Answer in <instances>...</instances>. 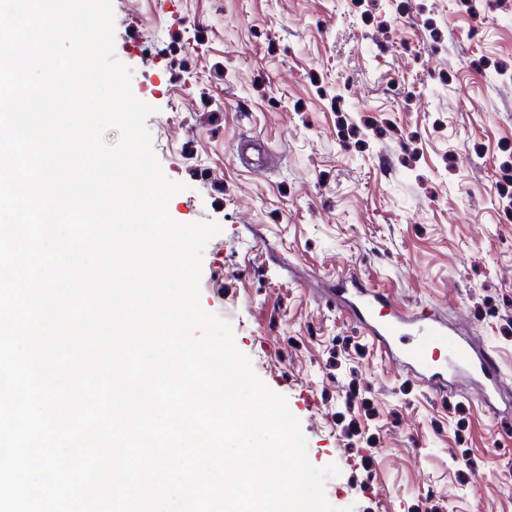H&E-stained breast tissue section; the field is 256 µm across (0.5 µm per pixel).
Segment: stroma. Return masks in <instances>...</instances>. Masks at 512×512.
<instances>
[{
  "label": "stroma",
  "mask_w": 512,
  "mask_h": 512,
  "mask_svg": "<svg viewBox=\"0 0 512 512\" xmlns=\"http://www.w3.org/2000/svg\"><path fill=\"white\" fill-rule=\"evenodd\" d=\"M201 305L353 512H512V0H113ZM252 139L271 156L235 159ZM358 276L497 357L433 393L345 311Z\"/></svg>",
  "instance_id": "stroma-1"
}]
</instances>
